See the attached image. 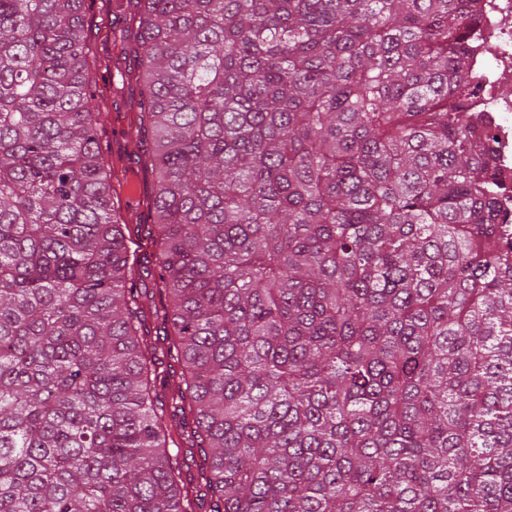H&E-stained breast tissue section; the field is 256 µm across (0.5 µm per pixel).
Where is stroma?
<instances>
[{
  "instance_id": "1",
  "label": "stroma",
  "mask_w": 512,
  "mask_h": 512,
  "mask_svg": "<svg viewBox=\"0 0 512 512\" xmlns=\"http://www.w3.org/2000/svg\"><path fill=\"white\" fill-rule=\"evenodd\" d=\"M120 0H94L86 12L90 57L95 60L99 93L93 102L102 114L100 144L114 170L112 200L117 215L134 223L154 221L151 207L156 175L129 145L130 130L139 113V87L126 79L128 61L122 53L123 18Z\"/></svg>"
}]
</instances>
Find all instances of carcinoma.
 <instances>
[{
  "label": "carcinoma",
  "instance_id": "cac0c4a2",
  "mask_svg": "<svg viewBox=\"0 0 512 512\" xmlns=\"http://www.w3.org/2000/svg\"><path fill=\"white\" fill-rule=\"evenodd\" d=\"M86 2L0 0V512H512L475 0H128L134 226Z\"/></svg>",
  "mask_w": 512,
  "mask_h": 512
}]
</instances>
